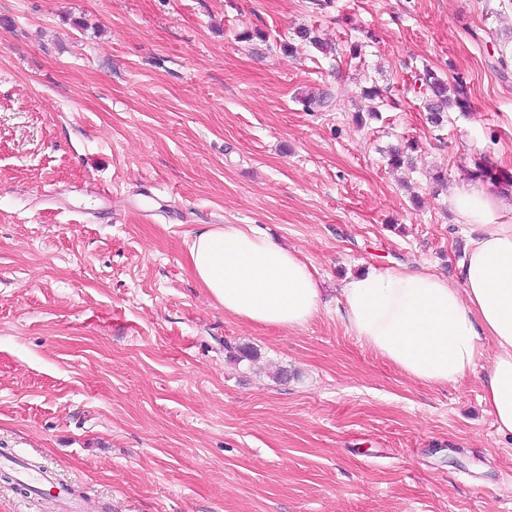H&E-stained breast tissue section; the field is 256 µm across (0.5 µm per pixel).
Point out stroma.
<instances>
[{
    "mask_svg": "<svg viewBox=\"0 0 512 512\" xmlns=\"http://www.w3.org/2000/svg\"><path fill=\"white\" fill-rule=\"evenodd\" d=\"M301 27L333 52L285 53ZM504 41L512 0H0V457L82 512H512L484 369L417 382L336 314L371 267L457 275L452 188L479 159L512 178ZM426 67L470 97L439 127ZM374 82L398 105L357 123ZM211 224L296 252L320 313L225 314L188 267ZM0 512L69 504L0 481ZM17 473L19 480L31 486L49 485L51 488L56 489L55 497L59 500L68 498V490L65 485L59 483L54 477L47 472L29 469L27 466L19 463L17 464Z\"/></svg>",
    "mask_w": 512,
    "mask_h": 512,
    "instance_id": "35a3bbf8",
    "label": "stroma"
}]
</instances>
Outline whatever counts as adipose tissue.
I'll list each match as a JSON object with an SVG mask.
<instances>
[{
    "instance_id": "adipose-tissue-1",
    "label": "adipose tissue",
    "mask_w": 512,
    "mask_h": 512,
    "mask_svg": "<svg viewBox=\"0 0 512 512\" xmlns=\"http://www.w3.org/2000/svg\"><path fill=\"white\" fill-rule=\"evenodd\" d=\"M448 203L475 234L457 277L373 268L344 280L339 313L361 342L431 385L460 382L492 343L483 399L498 434L512 437V224L501 220L512 195L467 185ZM188 265L211 300L243 321L289 330L320 312L308 265L250 225L198 232Z\"/></svg>"
}]
</instances>
